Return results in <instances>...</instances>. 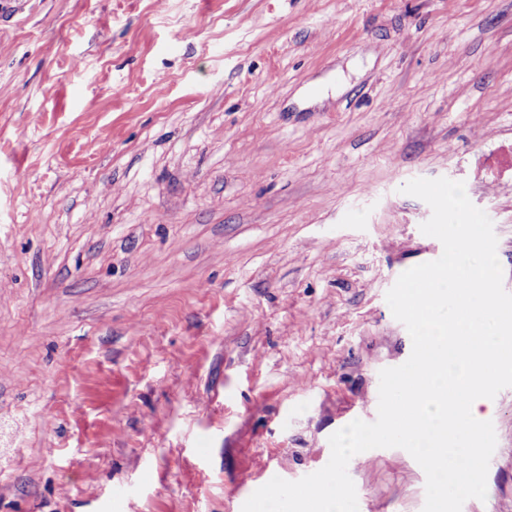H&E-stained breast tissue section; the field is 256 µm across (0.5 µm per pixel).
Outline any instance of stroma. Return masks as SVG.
<instances>
[{
	"label": "stroma",
	"instance_id": "obj_1",
	"mask_svg": "<svg viewBox=\"0 0 512 512\" xmlns=\"http://www.w3.org/2000/svg\"><path fill=\"white\" fill-rule=\"evenodd\" d=\"M510 157L512 0H0V512H242L323 468L443 252L401 186L464 182L512 293ZM489 405L462 512H512ZM371 456L359 512H423Z\"/></svg>",
	"mask_w": 512,
	"mask_h": 512
}]
</instances>
